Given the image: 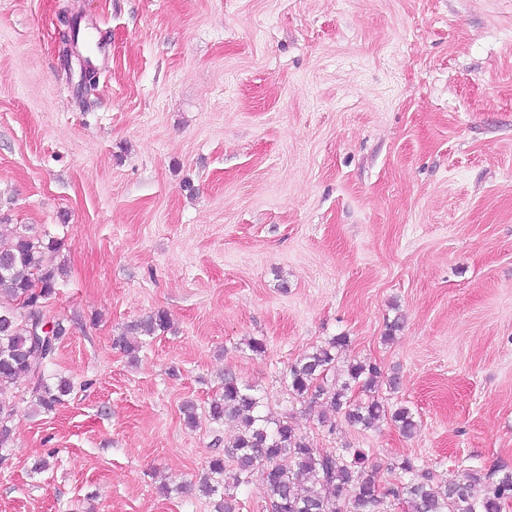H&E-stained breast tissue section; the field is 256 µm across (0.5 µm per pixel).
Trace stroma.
Here are the masks:
<instances>
[{"instance_id":"35a3bbf8","label":"stroma","mask_w":512,"mask_h":512,"mask_svg":"<svg viewBox=\"0 0 512 512\" xmlns=\"http://www.w3.org/2000/svg\"><path fill=\"white\" fill-rule=\"evenodd\" d=\"M66 9L111 36L88 104ZM0 218L59 243L43 310L73 385L49 412L6 394L0 512H213L189 484L238 431L208 415L228 376L384 490L406 458L512 470V0H0ZM159 310L170 330L114 346ZM341 335L339 365L381 372L351 398L412 436L290 394Z\"/></svg>"}]
</instances>
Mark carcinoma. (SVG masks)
I'll return each instance as SVG.
<instances>
[{"instance_id": "1", "label": "carcinoma", "mask_w": 512, "mask_h": 512, "mask_svg": "<svg viewBox=\"0 0 512 512\" xmlns=\"http://www.w3.org/2000/svg\"><path fill=\"white\" fill-rule=\"evenodd\" d=\"M0 239L7 240L0 249V393L25 377L32 383L34 411H51L71 391L67 379L46 376L68 329L53 321L48 333L35 338L32 331L48 323L42 303L56 290L51 258L54 243L44 242L29 224L2 220ZM169 326L168 314L157 311L127 325L114 344L133 358L143 347V338ZM345 345L347 337L334 336L327 345L304 353L289 369L288 390L298 399L325 408L321 422L331 429L335 427L332 417L340 415L349 425L364 429L388 418L404 434H413L418 423L409 408L390 413L375 398L356 402L349 397L354 384L366 389L375 385L376 365L350 362L346 379L328 378L336 370V350ZM209 413L216 422L231 418L239 424L236 437L224 445L223 453L211 458L207 472L199 478L201 495L218 497L215 512H239L233 490L256 479L266 488L271 512H373L387 496L408 499L413 512H503L512 503V471L499 475L474 471L464 484L436 486L432 473L409 459L399 466L409 475L408 481L383 492L372 477L363 449L312 447L288 421L264 412L256 386L232 377L224 379L223 391L211 402ZM12 416L13 410L0 403V450L12 442ZM285 457L293 466L281 464Z\"/></svg>"}]
</instances>
